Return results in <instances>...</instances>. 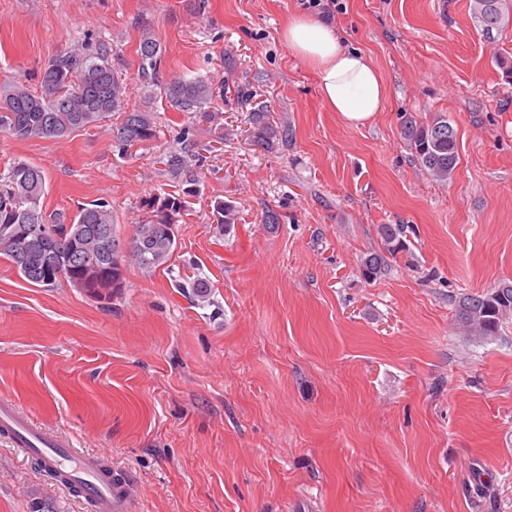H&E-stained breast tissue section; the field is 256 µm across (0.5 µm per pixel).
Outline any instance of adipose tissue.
<instances>
[{
  "label": "adipose tissue",
  "mask_w": 512,
  "mask_h": 512,
  "mask_svg": "<svg viewBox=\"0 0 512 512\" xmlns=\"http://www.w3.org/2000/svg\"><path fill=\"white\" fill-rule=\"evenodd\" d=\"M281 37L294 58L315 73L323 104L343 122L359 126L381 110L387 87L378 65L365 51L347 47L336 25L298 15Z\"/></svg>",
  "instance_id": "obj_1"
}]
</instances>
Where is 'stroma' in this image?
Wrapping results in <instances>:
<instances>
[{
	"label": "stroma",
	"mask_w": 512,
	"mask_h": 512,
	"mask_svg": "<svg viewBox=\"0 0 512 512\" xmlns=\"http://www.w3.org/2000/svg\"><path fill=\"white\" fill-rule=\"evenodd\" d=\"M300 0H0V90L39 89L49 61L105 52L153 140L119 152V115L63 138L0 132V173L46 174L47 215L101 199L128 240L143 200L195 185L172 270L130 266L111 300L67 282L26 283L0 261V398L77 447L103 449L139 486L137 512H512V316L464 335L455 300L512 284V19L486 34L470 0H335L348 46L388 91L363 126L323 106L313 71L280 34ZM159 43L157 82L136 78L140 38ZM246 85L288 126L254 143L234 97L218 102L220 148L175 174L189 130L167 83ZM447 115L459 160L435 180L401 118ZM234 205L225 233L211 202ZM282 217L277 231L266 209ZM403 247L377 279L359 272L377 227ZM195 264L209 301L173 285ZM92 512L0 436V512Z\"/></svg>",
	"instance_id": "stroma-1"
}]
</instances>
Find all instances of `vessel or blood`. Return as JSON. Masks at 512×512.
I'll use <instances>...</instances> for the list:
<instances>
[{"mask_svg": "<svg viewBox=\"0 0 512 512\" xmlns=\"http://www.w3.org/2000/svg\"><path fill=\"white\" fill-rule=\"evenodd\" d=\"M0 433L20 453L40 457L46 471L58 474L61 485H81L95 512H133L136 485L129 475L113 468L108 452L75 447L71 438L41 427L14 400L4 397Z\"/></svg>", "mask_w": 512, "mask_h": 512, "instance_id": "vessel-or-blood-1", "label": "vessel or blood"}]
</instances>
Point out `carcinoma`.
Wrapping results in <instances>:
<instances>
[{"instance_id":"obj_1","label":"carcinoma","mask_w":512,"mask_h":512,"mask_svg":"<svg viewBox=\"0 0 512 512\" xmlns=\"http://www.w3.org/2000/svg\"><path fill=\"white\" fill-rule=\"evenodd\" d=\"M470 9L490 33L500 27L505 16L512 13V0H471ZM137 78L143 83L156 77L161 55L159 44L148 33L139 44ZM225 87L214 86L205 79L170 82L166 97L182 112H197L207 123H213L218 113L211 110L214 100L224 97ZM241 108L248 112V123L255 142L273 148L288 139V128L277 124L268 105L257 100L253 92L241 86L233 88ZM122 115L119 125L112 128V138L118 151L155 138L156 126L146 111L128 110L126 86L115 74L107 57L75 49L54 59L43 71L40 91L34 92L22 81L13 82L0 95V132L18 139L62 138L86 130L111 114ZM402 135L414 151L419 164L437 180L446 181L454 173L458 161L457 131L445 115H435L428 121L416 122L408 117L402 125ZM197 157L195 149L182 154L171 152L165 165L172 170L187 167ZM46 175L42 167L19 161L0 173V259L14 268L18 275L34 286L49 288L64 278L80 286L88 296L104 300L112 291L124 287V271L134 265L146 274L167 269L178 246L169 237L167 225L178 223L187 211L185 195L166 194L145 199L142 207L148 217L136 225L128 243L145 239L150 246L144 250L123 249L112 224L108 203L95 200L81 207L73 219L58 216L46 222L43 198ZM214 221L218 228L227 229L237 221L235 207L221 199L213 204ZM402 224H381L378 227L380 247L361 259L360 273L373 280L385 271L388 257L402 248ZM41 240L54 252L70 262L60 266L46 278L37 265L24 260L30 243ZM98 262L97 274L84 275L85 258ZM175 287L201 301L210 295L208 280L189 267ZM512 312V285L501 284L482 292L466 293L456 305V321L473 335L491 338L499 333L502 320Z\"/></svg>"}]
</instances>
